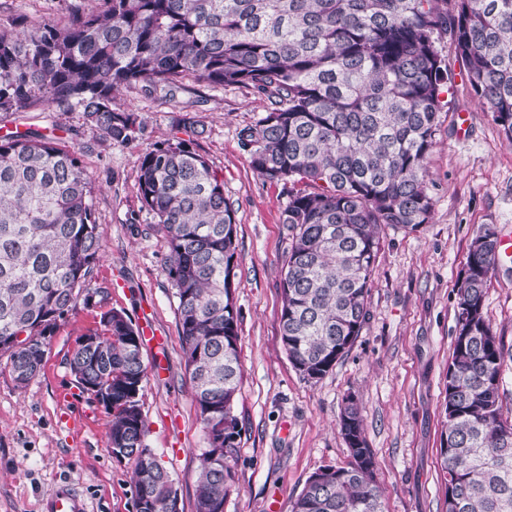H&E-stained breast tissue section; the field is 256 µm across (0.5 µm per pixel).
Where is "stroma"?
Instances as JSON below:
<instances>
[{
	"label": "stroma",
	"mask_w": 512,
	"mask_h": 512,
	"mask_svg": "<svg viewBox=\"0 0 512 512\" xmlns=\"http://www.w3.org/2000/svg\"><path fill=\"white\" fill-rule=\"evenodd\" d=\"M70 2L0 0V24L59 21ZM443 53L455 77L427 160L432 219L413 233L385 227L366 323L352 348L317 381L293 367L281 341V280L290 243L281 218L288 191L253 172L238 140L240 129L266 112L264 97L237 87L196 86L172 99L160 89L121 90L114 108L136 113L140 122L136 137L122 145L105 142L77 111L50 106L0 114V136L16 129L52 133L77 151L91 176L103 245L83 288L91 300L59 322L38 376L18 386L8 355H0V512H37L61 480L84 491L91 512H135L131 469L107 448L110 418L68 364L77 339L110 309L136 325L141 313L152 314L164 337L163 354L142 348L145 441L175 480L179 512H196L199 458L207 442L177 303L163 272L166 237L139 191L144 150L184 137L188 117L203 130L193 147L223 174L237 224L243 377L234 410L242 432L232 461L236 488L224 512H292L312 473L347 465L338 422L350 396L363 407L384 512H447L440 448L456 284L482 227L512 234V143L473 96L453 47L444 46ZM484 311L507 356L500 400L504 417L512 419V256L500 258L493 270Z\"/></svg>",
	"instance_id": "stroma-1"
}]
</instances>
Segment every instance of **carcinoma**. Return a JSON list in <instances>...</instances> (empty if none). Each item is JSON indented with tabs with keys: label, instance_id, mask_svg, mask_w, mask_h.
<instances>
[{
	"label": "carcinoma",
	"instance_id": "1",
	"mask_svg": "<svg viewBox=\"0 0 512 512\" xmlns=\"http://www.w3.org/2000/svg\"><path fill=\"white\" fill-rule=\"evenodd\" d=\"M445 38L512 142V0L72 3L60 23L23 32L0 25V112L78 110L124 144L140 129L135 113L112 106L124 88L174 97L191 84L243 87L266 98L267 112L239 140L259 178L288 187L281 340L294 368L319 380L362 331L382 226L416 232L432 218L426 160L453 84ZM139 189L167 238L163 272L208 439L196 512H224L242 430L235 210L223 176L189 140L147 147ZM92 193L76 151L58 138L0 137V351L20 385L41 371L47 339L99 259ZM498 246L495 228L484 226L456 288L441 444L456 501L448 512H512V423L499 395L505 353L483 309ZM23 333L32 341H14ZM91 334L96 346L75 350L71 372L105 401L108 447L131 465L135 512H169L177 489L145 443L138 399L142 334L117 310L101 314ZM338 426L350 461L314 472L292 512H383L356 400Z\"/></svg>",
	"mask_w": 512,
	"mask_h": 512
}]
</instances>
